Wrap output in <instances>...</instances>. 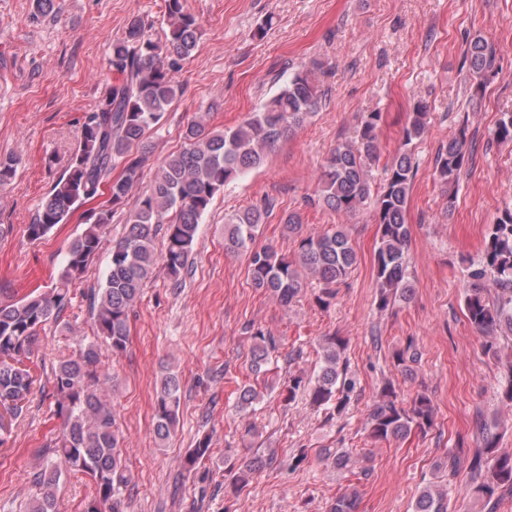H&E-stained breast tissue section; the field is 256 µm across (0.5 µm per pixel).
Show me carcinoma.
<instances>
[{"mask_svg": "<svg viewBox=\"0 0 512 512\" xmlns=\"http://www.w3.org/2000/svg\"><path fill=\"white\" fill-rule=\"evenodd\" d=\"M163 20L166 31L162 42L151 38L150 24L140 17L132 19L121 36L112 40V82L83 115L79 146L67 170L26 225L27 237L31 241L44 238L77 208L94 200L103 185L109 186L108 204L85 214L84 228L72 240L51 288L33 290L20 298L0 288V447L11 439L15 421L28 409L34 384L28 362L35 354L41 330L60 319L71 301L73 287L99 252L113 214L142 177V160L132 155V148L160 124L182 93L177 74L197 45L200 22L187 9L186 0H165ZM464 56L479 92L494 74L492 48L477 35L467 43ZM327 73L320 62L300 66L288 83L235 127L213 130L201 115L187 122L182 148L162 161L149 189L129 214L124 236L112 245L104 283L92 290L93 339L75 356L58 362L52 371L54 415L61 419V432L53 445L38 450L46 462L34 473L33 481L43 492L27 503L24 512H60L54 488L61 478L71 475L88 478L94 487L82 512H122L121 497L130 483V473L107 395L110 377L99 370L101 346L115 356L126 351L130 316L146 283L160 272L175 283L181 280L199 224L215 196L244 172L262 165L268 149L308 122L325 95ZM380 120V113H367L357 136L336 144L323 167L320 189L307 204L350 214L373 200L378 235L374 254L377 307L387 310L409 299L411 293L406 212L417 174L412 146L428 132L430 113L422 102L414 106L402 145L386 165L383 185L374 194L369 167L380 155ZM470 157L471 146L462 128L437 153L435 173L441 183L456 186ZM17 164L13 156L0 157V187L13 178ZM118 166L122 172L114 177L112 171ZM273 209V202L267 201L226 217L224 249L249 253L252 287L280 305L288 306L299 298L311 276L320 285L316 303L329 307L336 298V287L358 262L349 234L336 225L317 235H304L301 214L291 212L281 219L286 233L297 238L296 253L290 257L273 245H256L260 226ZM160 233L164 251L158 257L155 240ZM468 278L471 289L465 312L471 327L483 334L502 326L512 331L511 211L497 219L481 260L470 265ZM246 332L253 338L250 370L256 376L264 375L278 350L276 340L252 325ZM345 347L340 337L326 338L318 371L309 377L289 375L282 390L284 399L291 402L300 392L317 407L328 406L343 413L356 386L348 377L347 366L341 365ZM180 390V378L172 372L164 374L156 387L154 432L162 443L170 438L177 422ZM258 399L256 388L245 385L239 391L237 407L247 409ZM433 426L431 398L421 393L406 404L390 383L382 388L365 422L371 438L385 441L424 433ZM481 434L482 445L473 449L468 461L467 479L471 493L489 502L500 490L512 495V452L498 450L497 434L484 425ZM210 452L209 439L204 438L191 450L185 464L192 468ZM323 457L338 470H351L353 451L349 448H326ZM262 464L263 459L255 458L229 469L233 487H246ZM358 504L359 493L354 489L337 497L329 512H358ZM414 512H449L448 492L432 485L424 487Z\"/></svg>", "mask_w": 512, "mask_h": 512, "instance_id": "cac0c4a2", "label": "carcinoma"}]
</instances>
